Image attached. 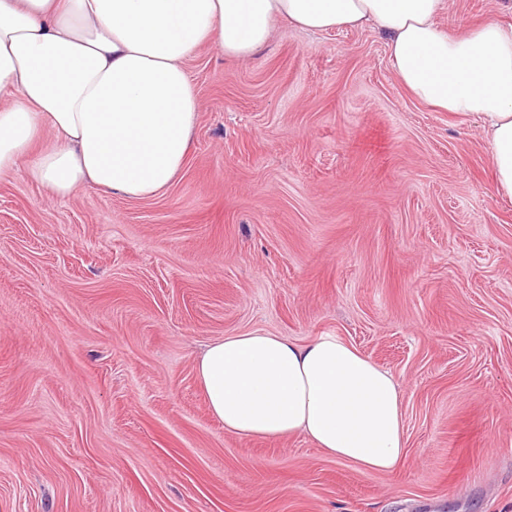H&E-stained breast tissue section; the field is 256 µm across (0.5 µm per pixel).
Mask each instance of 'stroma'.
<instances>
[{"label": "stroma", "instance_id": "1", "mask_svg": "<svg viewBox=\"0 0 512 512\" xmlns=\"http://www.w3.org/2000/svg\"><path fill=\"white\" fill-rule=\"evenodd\" d=\"M512 0H451L460 31ZM157 197L0 178V512H512V201L477 122L415 101L374 29L204 48ZM332 335L389 370L392 474L243 440L195 359Z\"/></svg>", "mask_w": 512, "mask_h": 512}]
</instances>
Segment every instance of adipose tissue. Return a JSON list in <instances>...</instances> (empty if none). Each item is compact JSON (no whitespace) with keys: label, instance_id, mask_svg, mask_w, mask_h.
I'll return each mask as SVG.
<instances>
[{"label":"adipose tissue","instance_id":"adipose-tissue-1","mask_svg":"<svg viewBox=\"0 0 512 512\" xmlns=\"http://www.w3.org/2000/svg\"><path fill=\"white\" fill-rule=\"evenodd\" d=\"M450 0H0V176L30 158L56 197L84 187L146 199L192 150L199 99L186 63L214 46L247 61L275 25L372 27L416 100L476 116L495 191L512 200V25L463 34ZM196 374L212 415L241 438H309L328 456L397 469L407 446L393 376L336 336L248 332L209 344Z\"/></svg>","mask_w":512,"mask_h":512}]
</instances>
